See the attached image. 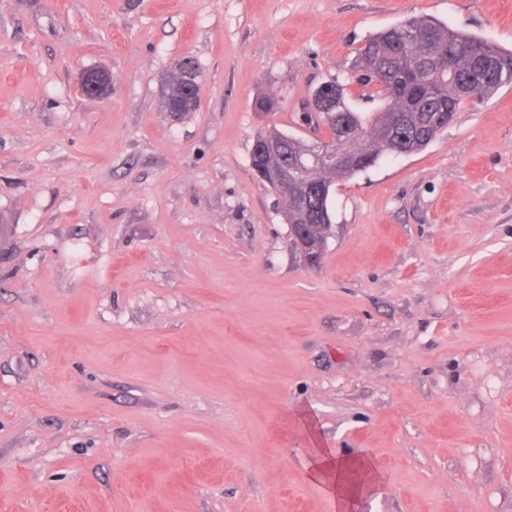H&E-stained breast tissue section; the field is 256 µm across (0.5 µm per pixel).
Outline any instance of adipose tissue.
Returning a JSON list of instances; mask_svg holds the SVG:
<instances>
[{
	"label": "adipose tissue",
	"mask_w": 512,
	"mask_h": 512,
	"mask_svg": "<svg viewBox=\"0 0 512 512\" xmlns=\"http://www.w3.org/2000/svg\"><path fill=\"white\" fill-rule=\"evenodd\" d=\"M307 471L335 499L336 512H356L360 501L380 483L372 460L343 456L331 448L313 449Z\"/></svg>",
	"instance_id": "obj_1"
}]
</instances>
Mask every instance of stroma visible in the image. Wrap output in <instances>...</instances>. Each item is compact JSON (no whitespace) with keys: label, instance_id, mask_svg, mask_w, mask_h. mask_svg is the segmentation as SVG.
Masks as SVG:
<instances>
[{"label":"stroma","instance_id":"obj_1","mask_svg":"<svg viewBox=\"0 0 512 512\" xmlns=\"http://www.w3.org/2000/svg\"><path fill=\"white\" fill-rule=\"evenodd\" d=\"M414 16L512 49V0H0V512H336L318 446L360 512H512V85L338 180L317 267L249 165ZM201 91L191 88L185 81L184 66L177 64L165 83L163 105L169 112L196 111ZM80 87L86 96L104 99L112 93V80L106 72H98L92 75L87 71L82 76ZM360 468L364 479L359 486H352L348 475ZM377 465L364 456H342L332 448H313L307 471L312 481L322 485L326 493L336 501L337 512H356L360 501L379 485Z\"/></svg>","mask_w":512,"mask_h":512}]
</instances>
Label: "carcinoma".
<instances>
[{"mask_svg": "<svg viewBox=\"0 0 512 512\" xmlns=\"http://www.w3.org/2000/svg\"><path fill=\"white\" fill-rule=\"evenodd\" d=\"M484 52L498 67L489 77L471 84L472 55ZM353 70L362 73L361 84L376 86L383 101L378 112H357L345 104L344 88L332 80L317 88L313 97L325 92L335 99L332 108L314 110L310 103L300 113L302 126L315 132L329 131L317 145L342 156L336 164L316 165L301 176V188L283 194L290 228L299 229L305 214L316 210L330 217L329 201L336 181L375 165L401 147L407 153L425 148L453 122L456 112L474 97L489 96L512 84V50L448 28L424 18H410L370 35L357 50ZM200 92L190 87L179 63L165 83L163 105L169 112H194ZM256 141H267L271 149L250 158V166L268 174H289L298 160L314 149L311 142L276 127L259 131ZM315 264L326 250L330 225L306 228Z\"/></svg>", "mask_w": 512, "mask_h": 512, "instance_id": "cac0c4a2", "label": "carcinoma"}]
</instances>
